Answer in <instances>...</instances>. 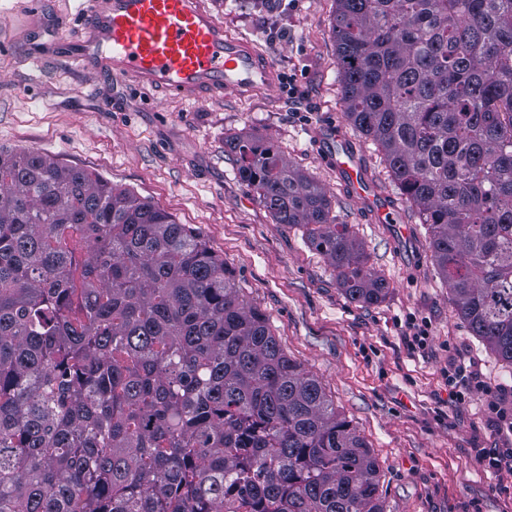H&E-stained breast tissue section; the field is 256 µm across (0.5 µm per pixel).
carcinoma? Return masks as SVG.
Masks as SVG:
<instances>
[{"label": "carcinoma", "instance_id": "carcinoma-1", "mask_svg": "<svg viewBox=\"0 0 512 512\" xmlns=\"http://www.w3.org/2000/svg\"><path fill=\"white\" fill-rule=\"evenodd\" d=\"M336 4L346 116L427 226L457 313L512 368V0ZM224 146L350 301L385 298L314 179L254 136ZM0 512L384 508L364 439L199 231L24 149L0 151Z\"/></svg>", "mask_w": 512, "mask_h": 512}]
</instances>
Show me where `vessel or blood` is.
Returning <instances> with one entry per match:
<instances>
[{"mask_svg":"<svg viewBox=\"0 0 512 512\" xmlns=\"http://www.w3.org/2000/svg\"><path fill=\"white\" fill-rule=\"evenodd\" d=\"M75 58L84 68L104 67L114 78L186 100L223 91L243 98L278 84L267 55L246 37L227 34L204 0H97ZM334 164L356 195L388 215L352 154Z\"/></svg>","mask_w":512,"mask_h":512,"instance_id":"vessel-or-blood-1","label":"vessel or blood"}]
</instances>
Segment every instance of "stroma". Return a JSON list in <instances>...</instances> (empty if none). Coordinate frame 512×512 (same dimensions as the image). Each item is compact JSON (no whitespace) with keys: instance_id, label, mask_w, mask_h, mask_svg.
<instances>
[{"instance_id":"1","label":"stroma","mask_w":512,"mask_h":512,"mask_svg":"<svg viewBox=\"0 0 512 512\" xmlns=\"http://www.w3.org/2000/svg\"><path fill=\"white\" fill-rule=\"evenodd\" d=\"M249 37L293 88L200 103L77 67L81 21L95 0H0V149H30L101 174L197 228L265 312L285 353L313 373L377 462L385 512H512L480 448H512L480 390L448 402L454 360L512 393V374L471 335L430 257L427 229L392 183L380 152L347 119L333 38L335 0H205ZM344 135L364 180L395 222H375L336 172ZM273 143L353 225L389 289L377 305L347 300L297 224L275 223L242 184L226 138ZM423 344H414V335Z\"/></svg>"}]
</instances>
